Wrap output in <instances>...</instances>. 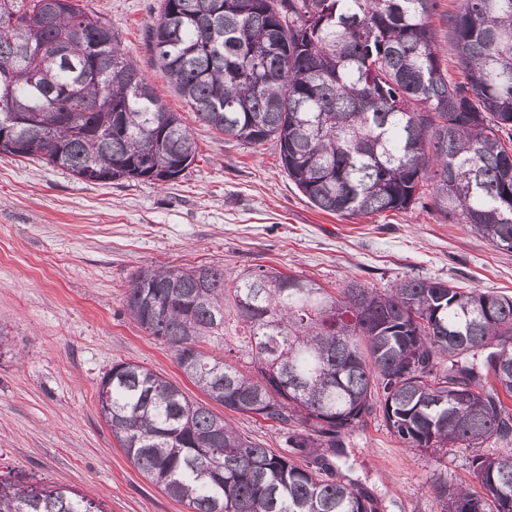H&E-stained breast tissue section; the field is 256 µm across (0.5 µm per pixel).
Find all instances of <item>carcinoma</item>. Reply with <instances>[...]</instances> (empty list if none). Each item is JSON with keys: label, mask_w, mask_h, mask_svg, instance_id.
<instances>
[{"label": "carcinoma", "mask_w": 512, "mask_h": 512, "mask_svg": "<svg viewBox=\"0 0 512 512\" xmlns=\"http://www.w3.org/2000/svg\"><path fill=\"white\" fill-rule=\"evenodd\" d=\"M438 0H162L147 24L161 74L200 122L279 142L288 178L346 217L429 199L444 219L512 250V0H458L456 66L429 23ZM197 144L106 23L76 0H0V157L37 158L88 183L167 182ZM430 187L424 196L422 187ZM253 371L204 351L226 306ZM130 316L167 343L224 410L275 423L289 451L243 437L211 403L117 362L100 413L135 467L188 512H377L320 453L379 405L410 450L512 437V299L406 279L333 296L303 276L214 265L142 271ZM491 349L484 357L479 353ZM476 495L433 486L442 512H512V452L475 453ZM0 512H100L67 487L0 478Z\"/></svg>", "instance_id": "obj_1"}]
</instances>
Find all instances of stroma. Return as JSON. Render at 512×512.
Returning <instances> with one entry per match:
<instances>
[{"label": "stroma", "mask_w": 512, "mask_h": 512, "mask_svg": "<svg viewBox=\"0 0 512 512\" xmlns=\"http://www.w3.org/2000/svg\"><path fill=\"white\" fill-rule=\"evenodd\" d=\"M160 3L80 0L194 137L197 157L183 176L92 184L0 158V474L79 490L105 512H187L130 462L99 414L101 378L119 361L203 398L169 346L126 311L142 270L213 264L234 278L272 268L331 293L350 279L382 290L420 278L512 298V252L421 205L355 218L322 211L289 180L276 140L251 146L200 122L149 48L146 25ZM511 450L492 437L476 451ZM476 451L404 448L376 409L342 435L336 466L379 512H441L435 483L478 489L468 463Z\"/></svg>", "instance_id": "stroma-1"}]
</instances>
